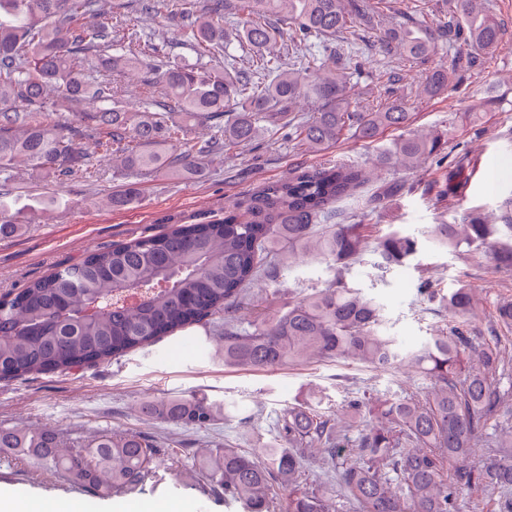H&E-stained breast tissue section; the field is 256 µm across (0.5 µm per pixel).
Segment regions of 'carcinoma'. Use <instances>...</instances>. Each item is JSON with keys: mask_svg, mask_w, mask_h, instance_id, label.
I'll return each mask as SVG.
<instances>
[{"mask_svg": "<svg viewBox=\"0 0 512 512\" xmlns=\"http://www.w3.org/2000/svg\"><path fill=\"white\" fill-rule=\"evenodd\" d=\"M392 0H0V238L23 227L10 182L16 169L63 185L89 162L66 125L50 113L80 107L102 157L138 172L183 177L201 170L216 147L246 144L270 114L298 103L310 110L288 120L289 135L320 152L347 135L366 143L388 128L397 138L380 146L379 170L416 171L441 159L446 134L409 131L407 101L391 94L365 112L350 110L354 73L325 65L324 54L305 49L304 63L286 68L274 50L280 26L292 29L287 51L366 23L391 10ZM165 9L186 29L195 61L171 46L147 40L124 11ZM245 11L241 44L255 50L247 64L227 51L224 11ZM448 46L459 38L484 53L498 47L501 27L480 0H456L448 17ZM438 37L422 26L395 25L383 51L424 61ZM224 53V65L213 63ZM427 73L423 92L439 96L457 80V64ZM142 73L143 96L132 108L120 77ZM209 126L206 140L184 137L172 121ZM140 144L155 149L140 151ZM368 182L366 169L336 164L301 168L266 183L224 218L176 225L167 232L92 250L79 263L25 284L0 298V380L66 371L108 361L224 316V364L274 369L289 363L361 362L374 369L411 366L428 380L422 390L394 399L362 393L348 401L347 419L335 421L317 406L288 408L278 428L284 446L250 453L228 444L193 453L190 478L224 491L245 512H462L473 493L498 497V512H512V360L500 337L469 335L478 320L471 289L448 294L443 327L418 349L403 351L383 329L379 304L348 286L346 274L369 246L368 225L335 224L336 203ZM128 186L112 205L137 202ZM512 199L496 223L467 213L460 224H434L428 239L438 249L488 253L495 268L512 272ZM416 238L392 230L375 239L380 266L404 265L417 254ZM297 255L333 271L328 284L288 302L267 320L239 316L246 287L266 267ZM496 323L512 331V300L495 305ZM144 414L167 423L208 430L224 408L205 396L151 399ZM370 416L358 452L348 454L342 428ZM491 455L473 460L479 440ZM156 442L142 434L104 432L65 450L52 428L0 429V454L27 459L63 476L96 499L140 489L154 469ZM336 471L340 493L309 481L314 456Z\"/></svg>", "mask_w": 512, "mask_h": 512, "instance_id": "obj_1", "label": "carcinoma"}]
</instances>
